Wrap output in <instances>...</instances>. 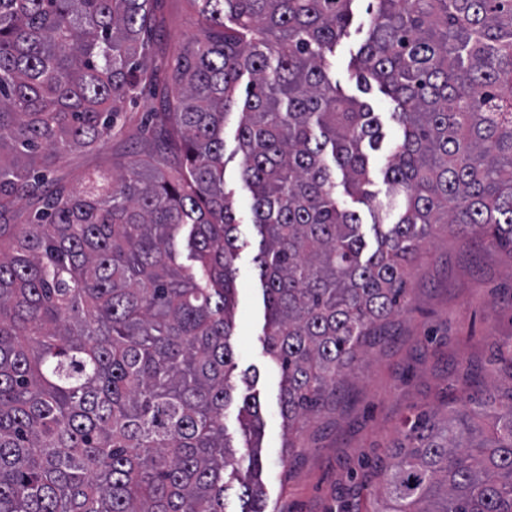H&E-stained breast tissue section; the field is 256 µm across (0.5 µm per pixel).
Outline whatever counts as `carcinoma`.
I'll use <instances>...</instances> for the list:
<instances>
[{
    "label": "carcinoma",
    "mask_w": 512,
    "mask_h": 512,
    "mask_svg": "<svg viewBox=\"0 0 512 512\" xmlns=\"http://www.w3.org/2000/svg\"><path fill=\"white\" fill-rule=\"evenodd\" d=\"M156 2L0 0V512H228L229 467L241 512H265L261 456L239 475L224 426L241 249L227 125L290 449L407 304L434 225L512 252V0H372L354 67L395 103L385 204L365 189L382 123L329 77L356 0H188L198 33L153 113L159 158L49 189L158 81ZM24 198L33 220L10 223ZM495 365L512 380V349ZM457 382L445 412L406 419L384 512H512V385L470 395L468 366ZM237 420L261 433L256 395Z\"/></svg>",
    "instance_id": "1"
}]
</instances>
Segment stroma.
<instances>
[{
    "mask_svg": "<svg viewBox=\"0 0 512 512\" xmlns=\"http://www.w3.org/2000/svg\"><path fill=\"white\" fill-rule=\"evenodd\" d=\"M157 15L162 21L157 41L168 49L186 45L196 32L188 0H159ZM369 28L367 4L356 0L353 22L336 47L332 78L346 96L378 112L392 141L399 131L392 100L376 87L361 92L354 77L353 63ZM168 93L160 81L146 88L128 107L131 123L124 136L69 152L53 169L52 183L75 191L85 173L117 172L146 158L153 135L143 123ZM240 237L248 245L236 261L233 382L236 397L253 393L260 401L266 512H382L385 499L370 471L398 438L403 418L437 408L443 396H459L458 364L472 366L476 389L495 384L491 360L498 347L512 343V253L465 243L436 228L412 263L407 308L392 319L387 339L352 363L335 411L308 421L297 438L298 451L290 456L277 399L280 374L270 368L263 349L265 308L254 262L259 238L246 222ZM253 370L260 377L250 386L242 376Z\"/></svg>",
    "mask_w": 512,
    "mask_h": 512,
    "instance_id": "stroma-1",
    "label": "stroma"
}]
</instances>
